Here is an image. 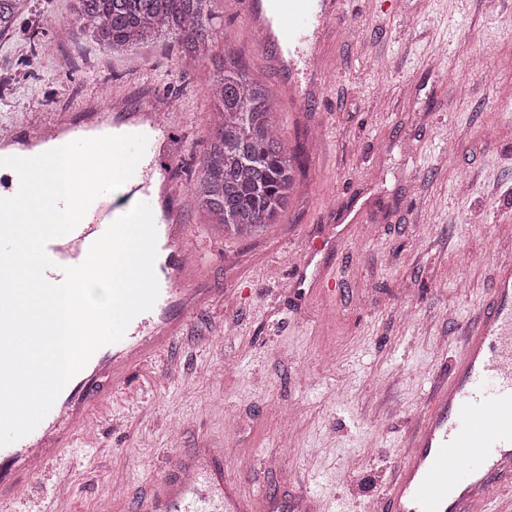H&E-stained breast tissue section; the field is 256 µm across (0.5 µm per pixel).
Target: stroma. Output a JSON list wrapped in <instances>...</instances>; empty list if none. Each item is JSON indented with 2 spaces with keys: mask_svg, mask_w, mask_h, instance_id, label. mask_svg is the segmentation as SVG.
Instances as JSON below:
<instances>
[{
  "mask_svg": "<svg viewBox=\"0 0 512 512\" xmlns=\"http://www.w3.org/2000/svg\"><path fill=\"white\" fill-rule=\"evenodd\" d=\"M224 36L269 90L281 138L300 155L278 224L214 228L186 203L207 299L65 451L18 512H39L54 480L63 512H142L172 457L214 446L246 490L308 496L322 512H375L447 374L462 325L487 302L495 256L512 251V0H346L326 35L325 82L293 111L259 60L241 0H215ZM207 67L176 40L115 57L78 30L70 0H26L0 36V125L31 111L78 113L93 99L180 107L172 176L187 189L210 134ZM316 253L333 283L295 286Z\"/></svg>",
  "mask_w": 512,
  "mask_h": 512,
  "instance_id": "stroma-1",
  "label": "stroma"
}]
</instances>
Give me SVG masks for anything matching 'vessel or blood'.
Segmentation results:
<instances>
[{"instance_id":"obj_1","label":"vessel or blood","mask_w":512,"mask_h":512,"mask_svg":"<svg viewBox=\"0 0 512 512\" xmlns=\"http://www.w3.org/2000/svg\"><path fill=\"white\" fill-rule=\"evenodd\" d=\"M243 5L248 24L270 35L271 50L263 62L280 68L288 67L290 57L306 58L312 35L327 32L343 12L342 0H243ZM115 110V104L96 103L82 121L67 122L56 133L69 143L140 131L117 122ZM43 131V124L30 125L24 135L1 140L0 153L32 150L43 144ZM142 131L146 150L122 185L121 198L97 197L74 230L48 243L54 265L45 276L61 282L64 268L80 265L90 246L136 203L154 210L163 204L167 216L156 227L154 263L158 299L130 322L120 341L91 356L31 433L0 447V512H16L30 495L34 475L82 435L90 406L109 402L112 385L169 346L188 323L190 310L204 300L192 285L196 265L180 207L182 193L171 186L166 201L158 199L156 140L164 124ZM497 266V286L478 319L466 327L447 378L433 386L379 512H490L501 493L512 489V261L501 258ZM272 500L267 492L239 490L236 480L225 477L220 453L207 451L176 457L144 509L271 512Z\"/></svg>"}]
</instances>
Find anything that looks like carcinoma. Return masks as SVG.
Here are the masks:
<instances>
[{
    "label": "carcinoma",
    "mask_w": 512,
    "mask_h": 512,
    "mask_svg": "<svg viewBox=\"0 0 512 512\" xmlns=\"http://www.w3.org/2000/svg\"><path fill=\"white\" fill-rule=\"evenodd\" d=\"M214 0H76L78 23L99 47L120 53L161 35L181 58L209 63L211 134L191 190L198 207L228 234L279 223L296 186L299 157L278 135L269 92L229 50L210 55ZM24 0H0V35L14 31Z\"/></svg>",
    "instance_id": "1"
}]
</instances>
